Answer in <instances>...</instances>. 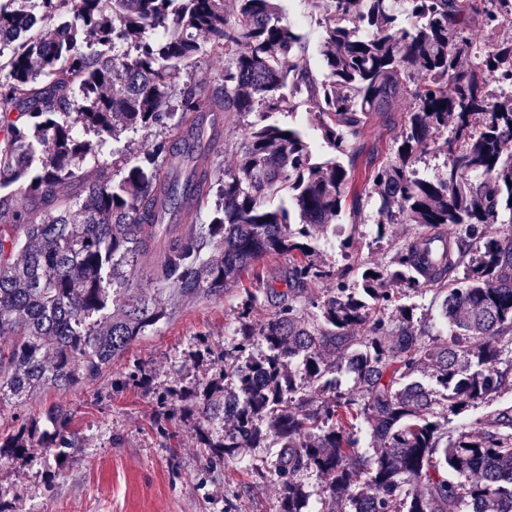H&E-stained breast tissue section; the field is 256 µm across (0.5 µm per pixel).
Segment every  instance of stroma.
<instances>
[{
	"mask_svg": "<svg viewBox=\"0 0 512 512\" xmlns=\"http://www.w3.org/2000/svg\"><path fill=\"white\" fill-rule=\"evenodd\" d=\"M285 20L303 35L304 61L313 72L323 70L322 27L307 0H280ZM411 98L394 111L371 113L358 160L365 174L392 156ZM375 200L360 208L345 205L335 231L320 242L332 275L312 284L309 295L336 285L335 272L357 265L389 264L396 250L415 235L412 224H394L379 232ZM288 259L260 257L237 283L216 295L182 304L174 316L139 337L97 380L69 389L49 388L22 405L0 404V434L16 431L25 419H42L53 404L70 409L79 433L77 447L30 449L19 458L0 459V505L5 512H273L278 483L268 474L263 449L247 450L244 459L206 465L207 451L195 437L196 418H165L161 395L195 385L204 372L236 341L238 306L246 296L259 300L253 322L267 319L272 308L264 294L283 287ZM151 375L149 389L126 384L133 366ZM264 478H257V471Z\"/></svg>",
	"mask_w": 512,
	"mask_h": 512,
	"instance_id": "35a3bbf8",
	"label": "stroma"
}]
</instances>
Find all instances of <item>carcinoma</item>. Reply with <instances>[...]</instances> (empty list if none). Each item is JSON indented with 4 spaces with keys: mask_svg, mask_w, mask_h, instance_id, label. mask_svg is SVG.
Returning <instances> with one entry per match:
<instances>
[{
    "mask_svg": "<svg viewBox=\"0 0 512 512\" xmlns=\"http://www.w3.org/2000/svg\"><path fill=\"white\" fill-rule=\"evenodd\" d=\"M308 2L324 28L321 75L278 0H234L231 16L224 0L0 3L13 47L0 49V401L97 380L170 318L164 293L217 294L258 258L286 254L270 318L250 320L249 296L219 370L161 398L171 412L191 404L208 467L265 449L276 512H512V230L486 232L512 211V37L490 43L512 0ZM65 9L79 21L69 38L16 26ZM218 58L212 80L183 79ZM405 96L393 158L357 189L369 113ZM301 103L333 158L315 161L305 133L269 121ZM233 113L255 119L226 168L220 124ZM446 129L448 164L425 178L416 159ZM139 131L155 133L152 148L80 173L95 148ZM76 180L82 194L60 195ZM362 191L386 217L379 230L419 232L389 265L298 306L329 276L312 242ZM140 265L158 292L129 287ZM426 290L448 324L432 340L404 302ZM342 372L354 389L338 386ZM39 440L74 447L71 413L54 405L0 436V457Z\"/></svg>",
    "mask_w": 512,
    "mask_h": 512,
    "instance_id": "carcinoma-1",
    "label": "carcinoma"
}]
</instances>
